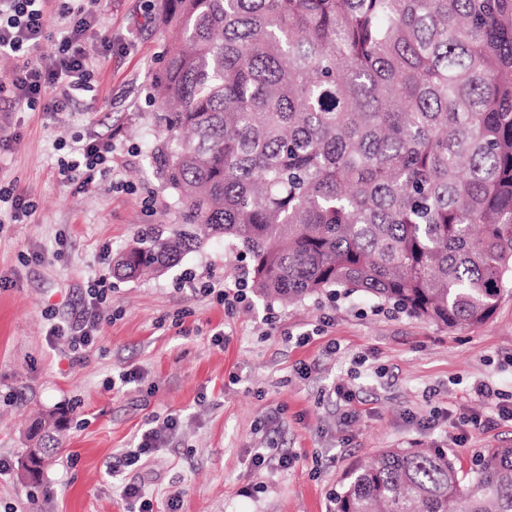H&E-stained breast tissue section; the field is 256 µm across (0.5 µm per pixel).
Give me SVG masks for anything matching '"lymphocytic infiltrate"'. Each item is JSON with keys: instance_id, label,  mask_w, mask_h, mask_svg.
Segmentation results:
<instances>
[{"instance_id": "f902f5d3", "label": "lymphocytic infiltrate", "mask_w": 512, "mask_h": 512, "mask_svg": "<svg viewBox=\"0 0 512 512\" xmlns=\"http://www.w3.org/2000/svg\"><path fill=\"white\" fill-rule=\"evenodd\" d=\"M47 3L48 0H0V57L17 61L0 80V95L19 108L40 105L49 112H62L78 92L91 88L92 72L84 35L95 21L101 0H60L54 13L48 10ZM57 16L68 19L69 24L59 37L50 41V50L40 53ZM110 152V142L88 140L71 160L61 164V180L77 184L79 190H88L96 174L108 171ZM106 297L104 281H93L87 286L75 316L50 324L48 341L67 340L75 360L83 361L102 329L104 317L100 306Z\"/></svg>"}]
</instances>
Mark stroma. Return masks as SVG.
<instances>
[{
    "label": "stroma",
    "instance_id": "1",
    "mask_svg": "<svg viewBox=\"0 0 512 512\" xmlns=\"http://www.w3.org/2000/svg\"><path fill=\"white\" fill-rule=\"evenodd\" d=\"M164 0H110L85 39L92 96L63 112L14 109L0 100V132L18 144L0 154V182L37 204L28 224L0 214V512H124L123 483L158 503L181 497L180 512H333L356 464L383 448L453 453L469 468L481 448L512 445V423L497 421L452 444L451 427H422L434 410L488 413L475 388L485 382L512 405V289L476 328H447L366 295H320L288 304L248 295L232 307L207 295L228 287L243 265L234 247L211 239L165 274L113 277L102 248L118 257L138 238L179 222L148 158L156 136L151 84L166 48ZM112 136L110 170L75 191L61 161L86 140ZM109 288L108 322L84 363L66 342L48 343L51 320L80 306L94 278ZM223 342H215L216 332ZM307 344H298L301 333ZM137 382L111 387L120 372ZM353 390L356 417L333 389ZM65 411L60 452L37 484L20 477L34 443L32 422ZM174 415L176 429L142 465L111 476L149 421ZM288 452V470L255 467L256 451Z\"/></svg>",
    "mask_w": 512,
    "mask_h": 512
}]
</instances>
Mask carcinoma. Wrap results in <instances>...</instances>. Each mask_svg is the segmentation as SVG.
Segmentation results:
<instances>
[{"mask_svg":"<svg viewBox=\"0 0 512 512\" xmlns=\"http://www.w3.org/2000/svg\"><path fill=\"white\" fill-rule=\"evenodd\" d=\"M155 175L181 224L113 276L164 274L211 238L252 288L360 293L477 327L512 281V0H170ZM63 416L37 424L39 477ZM334 512H512V448L469 478L435 448L359 463Z\"/></svg>","mask_w":512,"mask_h":512,"instance_id":"obj_1","label":"carcinoma"}]
</instances>
